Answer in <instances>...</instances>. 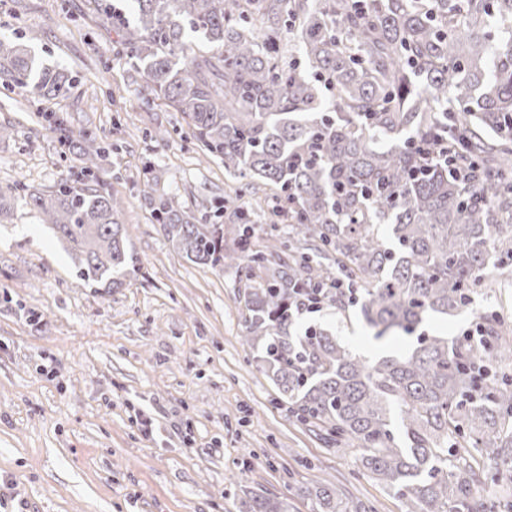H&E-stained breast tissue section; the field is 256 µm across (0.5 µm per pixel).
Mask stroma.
<instances>
[{"label": "stroma", "instance_id": "stroma-1", "mask_svg": "<svg viewBox=\"0 0 512 512\" xmlns=\"http://www.w3.org/2000/svg\"><path fill=\"white\" fill-rule=\"evenodd\" d=\"M35 32L46 64L68 69L74 86L48 100L0 83V186L24 177L46 190L74 165L44 113L94 132L111 149L100 165L123 203L139 271L108 291L84 287L70 255L34 213L0 224V512H244L253 494L313 512L298 490L340 488L370 512H401L376 480L289 416L242 336L245 283L236 268L184 258L145 206L144 163L157 189L202 216L238 189L259 229L271 191L240 188L221 160L204 156L179 112L144 104L141 74L112 50L114 34L89 0H0V33ZM161 126L162 141L145 138ZM512 319V288L476 299L428 334L453 337L475 314ZM331 329L362 359L408 350L403 335L378 340L352 310L298 317Z\"/></svg>", "mask_w": 512, "mask_h": 512}]
</instances>
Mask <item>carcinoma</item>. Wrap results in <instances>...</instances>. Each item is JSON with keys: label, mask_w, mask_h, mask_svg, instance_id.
Here are the masks:
<instances>
[{"label": "carcinoma", "mask_w": 512, "mask_h": 512, "mask_svg": "<svg viewBox=\"0 0 512 512\" xmlns=\"http://www.w3.org/2000/svg\"><path fill=\"white\" fill-rule=\"evenodd\" d=\"M110 0L94 9L117 53L207 157L263 181L279 201L263 248L238 197L195 223L152 188L144 204L187 260L235 266L247 285L246 343L261 349L288 412L360 467L402 512H487L489 476L512 467V323L483 335H422L401 357L363 361L324 329L295 330L297 305L357 310L376 329L415 332L499 287L512 265V0ZM0 80L43 97L74 76L0 36ZM48 125L78 160L49 190L0 186V224L20 208L51 225L90 288L138 268L121 203L99 174L105 143ZM448 147L455 163L441 160ZM314 512H356L332 485ZM247 512H288L256 494Z\"/></svg>", "instance_id": "cac0c4a2"}]
</instances>
